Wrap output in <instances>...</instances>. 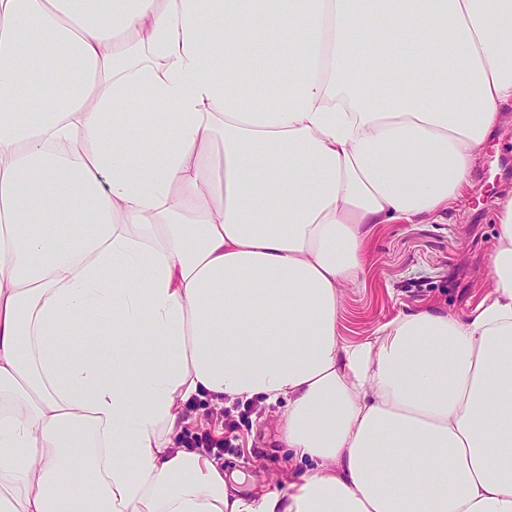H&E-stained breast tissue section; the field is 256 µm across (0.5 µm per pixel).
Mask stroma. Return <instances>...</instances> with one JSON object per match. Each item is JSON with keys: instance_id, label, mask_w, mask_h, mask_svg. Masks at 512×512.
<instances>
[{"instance_id": "1", "label": "stroma", "mask_w": 512, "mask_h": 512, "mask_svg": "<svg viewBox=\"0 0 512 512\" xmlns=\"http://www.w3.org/2000/svg\"><path fill=\"white\" fill-rule=\"evenodd\" d=\"M505 116L504 128L484 145L475 187L459 212L376 228L364 275L342 295L344 341H359L403 312L434 306L462 316L480 302L496 235V201L512 191V172L497 166L499 158L512 160V106ZM279 414L274 404L230 414L238 440L221 462L225 472L243 475L242 495L283 491L304 467L276 439Z\"/></svg>"}]
</instances>
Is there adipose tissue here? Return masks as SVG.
<instances>
[{
  "label": "adipose tissue",
  "mask_w": 512,
  "mask_h": 512,
  "mask_svg": "<svg viewBox=\"0 0 512 512\" xmlns=\"http://www.w3.org/2000/svg\"><path fill=\"white\" fill-rule=\"evenodd\" d=\"M510 105L512 0H0V512H512V195L467 315L339 333ZM198 398L307 469L233 493Z\"/></svg>",
  "instance_id": "1"
}]
</instances>
